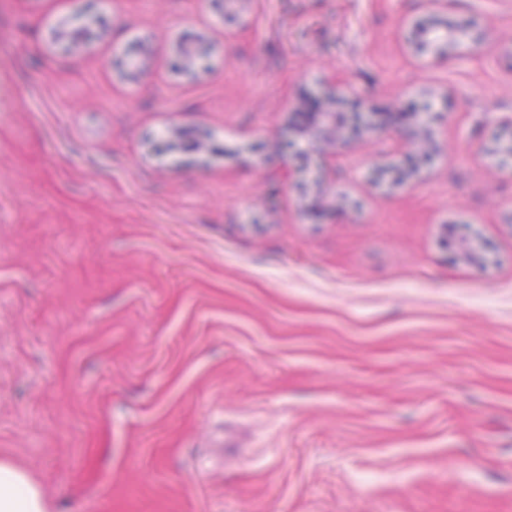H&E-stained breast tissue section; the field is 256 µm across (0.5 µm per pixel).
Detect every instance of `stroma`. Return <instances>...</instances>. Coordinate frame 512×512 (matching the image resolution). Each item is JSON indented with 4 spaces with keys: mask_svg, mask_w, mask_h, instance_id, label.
<instances>
[{
    "mask_svg": "<svg viewBox=\"0 0 512 512\" xmlns=\"http://www.w3.org/2000/svg\"><path fill=\"white\" fill-rule=\"evenodd\" d=\"M416 4L251 0L244 29L201 0H0V461L50 512H512V169L484 153L512 136V0L434 16L486 36L447 66L406 42ZM421 92L445 120L418 177L373 183L404 161L384 132L312 152L306 214L291 107ZM467 232L487 263L453 260ZM154 53L152 39L148 36L143 37L126 54L113 60V66L119 70H136L141 63L151 57ZM205 59L206 52L201 46L184 45L177 53L175 65L186 73H193L204 65Z\"/></svg>",
    "mask_w": 512,
    "mask_h": 512,
    "instance_id": "obj_1",
    "label": "stroma"
}]
</instances>
